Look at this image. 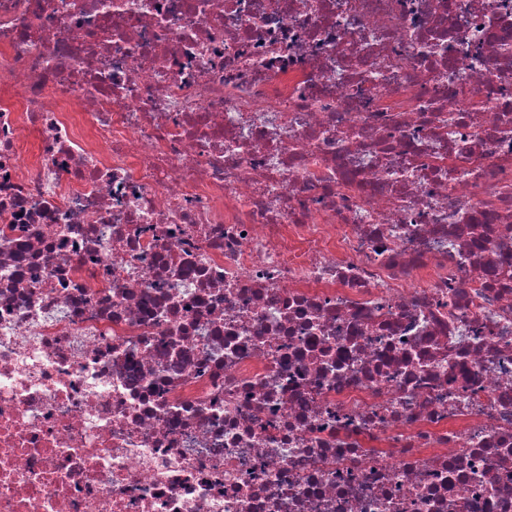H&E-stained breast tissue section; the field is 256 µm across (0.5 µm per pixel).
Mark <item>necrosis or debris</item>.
I'll return each instance as SVG.
<instances>
[{
    "mask_svg": "<svg viewBox=\"0 0 512 512\" xmlns=\"http://www.w3.org/2000/svg\"><path fill=\"white\" fill-rule=\"evenodd\" d=\"M0 512H512V0H0Z\"/></svg>",
    "mask_w": 512,
    "mask_h": 512,
    "instance_id": "1",
    "label": "necrosis or debris"
}]
</instances>
